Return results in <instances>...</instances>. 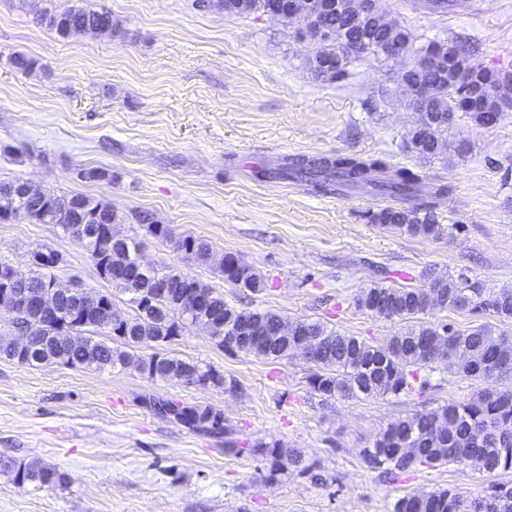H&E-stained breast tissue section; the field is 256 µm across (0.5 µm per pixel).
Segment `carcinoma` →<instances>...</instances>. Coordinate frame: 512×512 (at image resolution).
I'll use <instances>...</instances> for the list:
<instances>
[{
	"mask_svg": "<svg viewBox=\"0 0 512 512\" xmlns=\"http://www.w3.org/2000/svg\"><path fill=\"white\" fill-rule=\"evenodd\" d=\"M265 0H222L224 12L244 15L262 12ZM39 20L60 37L69 38L89 26L113 25L112 12L69 5L51 13L30 3ZM324 24L335 38L320 41L311 61L313 71L329 81L348 74L354 60L374 59L387 62L382 49L389 42L400 43L410 61L396 80L412 83L430 108L429 121L417 117L408 134L406 148L424 160L447 159V153L461 156L466 144L448 143V120L439 115H468L479 126L492 125L496 114L506 104L494 89L512 82L473 62L461 45L429 41L416 44L409 29L387 16L376 13L368 24L354 26L347 18L334 13ZM358 45L363 53L349 54ZM479 97L482 108L463 110L466 99ZM283 181L304 183L316 192L334 190L338 194L365 191L381 197L385 204L372 215L374 223L391 230L426 239H441L451 234L452 225L440 223L436 212L438 200L448 195L446 183L428 185L427 176L409 167H397L383 155L338 153L334 155H296L276 172ZM25 182L0 183V222L24 220L37 224H56L62 232L78 242L93 264L123 272L119 278H107L129 295L131 310L112 304V295L103 298L112 305L107 313L112 331L105 330L98 311L89 309L77 320L65 309L48 322L47 336H67L68 343L54 348L41 340L34 349L39 361L25 360L24 365L55 363L72 368L103 370L106 368H140L153 377L175 380L196 387H224V374L210 364L185 360L163 353L165 366L153 365L158 356L154 349L165 347L169 338L181 335L198 313L189 309V301L207 296L222 329L212 336L216 344L230 354L244 353L265 360L287 359L301 342L312 348V373L309 388L329 399L400 397L414 391L419 370L440 363L470 380L486 383V387L462 401H448L436 408L417 411L410 416L389 421L369 448L360 451L362 462L386 479L396 481L405 473L445 465H462V458L472 459L482 472L490 475L512 472V391H502L495 383L512 378V334L492 323L459 330L450 324L437 325L424 316L438 309L454 313L478 314L502 324L512 323V288H487L463 273L430 274L422 285L386 286L376 282L356 298V306L371 316L384 320H400L409 326L373 344L353 335H345L321 321L293 320L294 334L275 345L256 339L258 330L272 331L284 317L270 309H240L224 301V295L208 284L177 268L142 267L138 264L141 242L125 238L114 242L107 235L109 225L120 223L112 206L84 195H57L50 200L30 197ZM136 220L146 225L156 240L171 244L183 258L206 262L209 245L191 235L178 236L168 224H157L145 212ZM63 255L48 245L30 251L28 270L21 271L0 262V280L25 282L38 288L49 282L65 291L69 284L56 274L58 266L36 261L41 255ZM224 279L231 284L260 292L265 288L261 277L251 266L228 253L219 260ZM105 339H96L97 334ZM142 349L152 353L143 355ZM142 404L167 417H181L193 433L224 437V451L236 456H252L269 463L268 478L293 468L318 481L314 466L305 462L298 448H286L278 440L245 444L233 437L224 426L223 412L210 406L200 407L173 399L145 396ZM22 479L23 484L55 488L67 483L65 473L38 460H3ZM392 512H512V482H494L477 495L456 488L435 489L423 493H407L393 504Z\"/></svg>",
	"mask_w": 512,
	"mask_h": 512,
	"instance_id": "1",
	"label": "carcinoma"
}]
</instances>
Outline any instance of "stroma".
I'll return each mask as SVG.
<instances>
[{
  "label": "stroma",
  "instance_id": "35a3bbf8",
  "mask_svg": "<svg viewBox=\"0 0 512 512\" xmlns=\"http://www.w3.org/2000/svg\"><path fill=\"white\" fill-rule=\"evenodd\" d=\"M472 13H437L413 0H379L419 41H463L475 62L512 77V0H476ZM105 7L103 36L64 39L37 21L27 0H0V182L29 180L56 195L108 202L118 231L141 241L142 258L175 267L223 293L229 304L327 323L378 344L401 321L355 305L376 266L420 284L428 273L464 272L512 287V108L483 127L459 115L448 141L469 150L427 161L405 143L417 115L395 75L398 64L362 60L348 81H326L310 61L315 46L293 26L230 16L196 0H39V8ZM38 60L29 74L13 54ZM383 154L447 182L438 201L449 237L429 240L371 223L367 194H316L308 186L255 179L290 156ZM102 168L111 181L82 178ZM146 211L176 233L207 242L213 260H184L147 234ZM47 244L64 261L57 274L96 292L128 296L101 279L87 252L53 224L0 223V261L24 270ZM232 253L265 282L252 293L225 281L216 264ZM214 365L235 385L200 388L135 369L24 367L0 359V457L37 459L66 473L52 489L17 486L0 467V512H392L409 492L453 486L476 494L490 479L445 466L392 482L359 452L392 419L470 397L480 382L445 365L423 369L409 395L324 400L295 356L276 362L231 355L199 327L169 346ZM221 410L240 439H276L301 449L321 482L290 470L265 481L264 462L225 454L224 442L153 414L143 396Z\"/></svg>",
  "mask_w": 512,
  "mask_h": 512
}]
</instances>
